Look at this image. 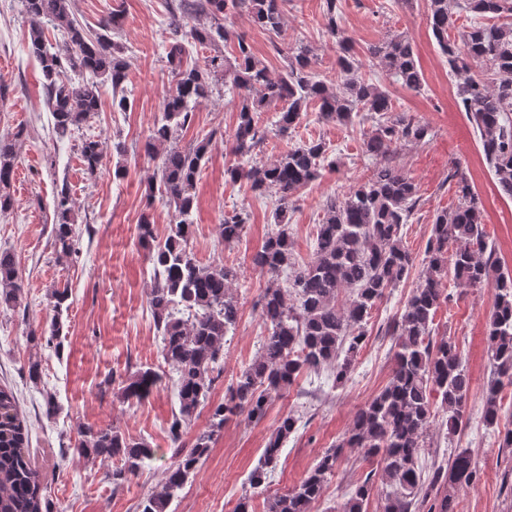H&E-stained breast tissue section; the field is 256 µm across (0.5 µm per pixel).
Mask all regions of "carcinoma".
Listing matches in <instances>:
<instances>
[{"label":"carcinoma","mask_w":512,"mask_h":512,"mask_svg":"<svg viewBox=\"0 0 512 512\" xmlns=\"http://www.w3.org/2000/svg\"><path fill=\"white\" fill-rule=\"evenodd\" d=\"M287 0H202L200 11L213 23L190 30L194 43L211 46L230 40L233 33L221 23L227 12L247 11L254 24L276 33L283 25ZM427 25L450 71L457 75V96L480 134L487 163L493 168L503 194L512 198V22H476L451 37L455 28L454 9L459 0H428ZM467 8L481 18L512 17V0H466ZM26 13L36 22L29 31L28 51L38 62L44 78L46 106L53 118L52 131L62 139L100 110L96 78L103 76L112 86V106L129 108L123 82L127 61L122 48L111 42L108 32L118 25L117 15L93 35L71 17L69 0H24ZM46 18L63 34L64 47L52 45L38 20ZM183 43L171 45L168 63L175 80L162 101L161 118L154 124L146 143L149 154L159 153V189L174 202L176 211L168 236L159 240L153 225H140V237L149 252L153 269L150 309L162 338V356L174 370L178 411L173 413L169 432L179 445L175 463L167 470L162 490L149 495L139 512H169L177 492L209 455L214 441L231 419L259 421L270 400L288 390L305 371L324 367L334 381H346L363 347L371 311L406 279L413 257L403 241V226L419 201L414 179L391 163L397 146L422 141L428 128L404 112L393 117L396 107L389 95L360 75L361 61L346 43L337 57L341 83L316 78L311 69L310 50L301 45L288 56L285 71L274 75L257 60L250 46L237 37L234 61L218 56L205 67L184 63ZM388 74L402 87L420 92L423 75L409 39L397 35L371 51ZM89 75L82 84L66 76V68ZM243 91L238 120L230 135L231 153L238 161L227 168L233 181L244 180L255 191L274 187L279 203L274 210L277 230L253 258L254 267L268 275L260 296L261 316L267 334L261 337L258 356L241 370L227 388L224 400L209 402L216 377L221 375L227 333L239 319L238 301L232 284L238 271L226 265L202 267L188 249L193 189L201 163L208 154L215 132L182 149L168 145L174 134L190 125L193 109L207 99L218 78ZM319 108L327 121L345 123L355 111L382 118L366 142V151L380 161L369 178L350 186L341 196L324 204L321 224L316 226L314 257L296 265L288 233V199L315 179L326 160L325 145L313 141L289 149L269 164H249L254 150L263 143L265 131L258 115L279 108L278 132L288 133L310 105ZM89 174L103 160L102 143L89 137L80 147ZM17 154L14 144L0 139V215L12 209L10 186ZM458 203L451 211L435 215L425 249V267L412 289L403 313L392 328L396 336L394 364L388 384L354 414L343 445L359 448L365 459H375L382 470V512H457V490L476 488L481 473L471 454L460 449L448 466L420 465L430 428L437 423L432 395L440 397L443 416L440 427L455 434L463 425L470 396V378L456 341L437 336L434 327L438 310L450 301L443 280L453 274L456 287L490 288L493 311L487 327V356L491 366L483 406V421L499 419V394L512 386V274L504 273L489 249L484 231L482 203L467 179L452 169ZM53 228L56 252L66 257L78 254L76 218L70 191L62 185L54 199ZM246 217L236 212L220 225L224 243L240 239ZM454 245L448 251V245ZM290 271L292 278L281 281ZM12 253L0 251V306L14 308L21 292ZM348 293L347 304H337L339 294ZM67 289L50 293L54 316L49 335H27L35 353L27 364L31 384L41 382V360L36 350L51 344L62 333L63 306ZM159 374L144 370L128 379L122 393L127 399L147 397L159 382ZM208 408L207 429L198 434L190 448L181 447L184 426L201 409ZM300 419L284 415L268 439L262 458L248 476L249 493L237 512H252L255 496L266 491L284 442L298 429ZM27 430L13 392L0 387V512H52L39 473L27 448ZM84 457L112 467V485L121 486L136 476L155 449L143 439L131 440L113 427L88 428L75 446ZM341 448H329L319 457L307 477L287 493L266 498L265 512H315L324 485L336 472ZM376 492L372 474L355 483L342 512H365Z\"/></svg>","instance_id":"1"}]
</instances>
